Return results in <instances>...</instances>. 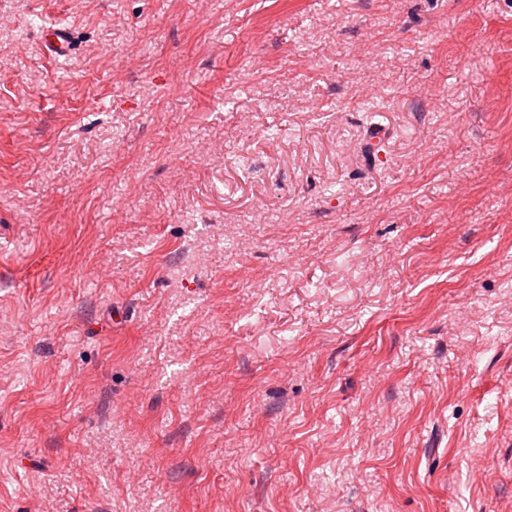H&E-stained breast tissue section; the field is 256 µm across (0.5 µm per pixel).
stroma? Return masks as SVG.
Segmentation results:
<instances>
[{
  "mask_svg": "<svg viewBox=\"0 0 512 512\" xmlns=\"http://www.w3.org/2000/svg\"><path fill=\"white\" fill-rule=\"evenodd\" d=\"M0 512H512V0H0ZM72 32L65 28H47L40 37V45L55 56H67L72 51Z\"/></svg>",
  "mask_w": 512,
  "mask_h": 512,
  "instance_id": "obj_1",
  "label": "stroma"
}]
</instances>
